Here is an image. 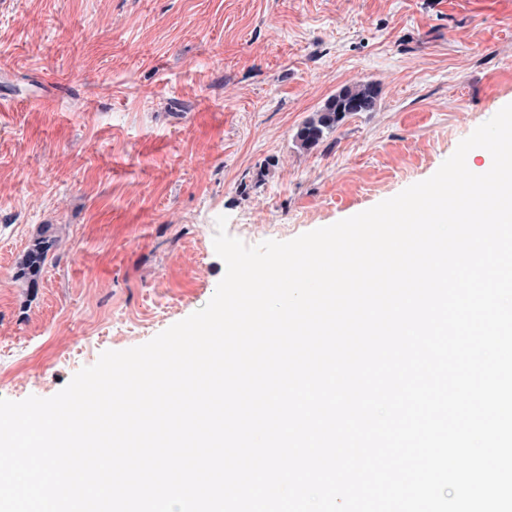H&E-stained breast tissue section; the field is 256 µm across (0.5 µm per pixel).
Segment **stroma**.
<instances>
[{
	"label": "stroma",
	"mask_w": 512,
	"mask_h": 512,
	"mask_svg": "<svg viewBox=\"0 0 512 512\" xmlns=\"http://www.w3.org/2000/svg\"><path fill=\"white\" fill-rule=\"evenodd\" d=\"M357 81L375 110L301 149ZM509 103L512 0H0V398L53 396L202 308L218 216L248 245L334 224ZM42 233L29 245L21 258L16 272V277L28 280L35 286L48 258L49 252L55 247L56 239Z\"/></svg>",
	"instance_id": "obj_1"
}]
</instances>
